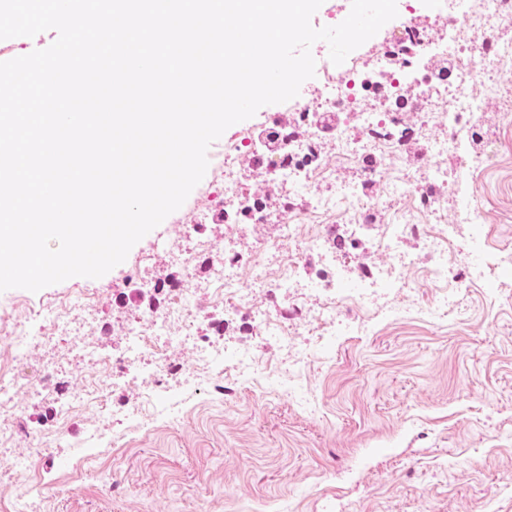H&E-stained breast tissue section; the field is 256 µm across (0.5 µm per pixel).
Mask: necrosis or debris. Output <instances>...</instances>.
<instances>
[{"label":"necrosis or debris","instance_id":"4bbe7bcc","mask_svg":"<svg viewBox=\"0 0 512 512\" xmlns=\"http://www.w3.org/2000/svg\"><path fill=\"white\" fill-rule=\"evenodd\" d=\"M434 3L436 13L448 19L446 37H431L409 20L391 31L384 49L372 61H365L363 54L355 50L343 64L336 65L328 59L321 62L317 70L322 87L318 105L304 108L292 101L284 104L285 109L298 112L306 136H298L276 115L268 120L269 133L251 131L225 143L220 207L226 225L236 226L244 220L249 226L259 227L269 221L267 200L246 195L240 189L243 163L259 165L288 199L291 223L280 225L276 243L259 244L249 261L256 275L267 278L269 287L278 293H286L303 276L299 256L292 248L302 227H310V242L317 248L335 244L341 224L352 225L351 242L361 244L380 207L379 199L366 194L364 188L380 182L388 195H412L420 202L419 215L394 216L376 239L378 248L390 256L389 263L379 272L381 281L401 283L405 270L416 267L415 258L400 248L410 236L419 238L422 250L430 256L424 277L443 287H467L494 278L498 271L512 270V250L503 248L483 266L461 276L454 274L448 264L453 244L461 230L477 224L479 216L476 209L466 207L457 212L454 223L436 229L425 226V215L437 214L443 203L429 186L447 184V171L435 169L427 185L411 172L400 173L389 181L383 175V162L399 159L418 142L432 155H457L471 174L482 172L486 156L469 149L471 142L488 137L479 121L482 103L485 98L499 96L506 82L512 81V42L502 40L497 27L500 17L512 15V0ZM365 100L373 101V108H362ZM436 109L443 110L448 118V129L441 136L426 137L423 128L405 120L407 113ZM328 139L336 144V164L332 167L322 162V146ZM340 168L359 172L360 182L339 186L333 199L318 194L317 185L335 182ZM271 259L279 269L273 278L267 275V262ZM240 264L233 250L215 254L211 282L222 312L229 317L255 319L273 335H287L288 326L277 313L253 308L241 293L237 280ZM163 288L170 310L148 315L128 328L129 352L146 359L143 376L158 388L173 380L175 369L157 356L156 341L166 338L171 319L193 322L198 318L181 282L168 281Z\"/></svg>","mask_w":512,"mask_h":512}]
</instances>
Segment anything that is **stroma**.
I'll return each mask as SVG.
<instances>
[{
    "label": "stroma",
    "instance_id": "obj_1",
    "mask_svg": "<svg viewBox=\"0 0 512 512\" xmlns=\"http://www.w3.org/2000/svg\"><path fill=\"white\" fill-rule=\"evenodd\" d=\"M281 107H261L229 127L208 150L203 180L184 204L130 250L126 260L98 279L74 277L33 293L0 292V316L43 320L59 298L90 290L91 312L73 311L70 330L51 348L31 345L28 371L56 364L55 375L74 395L87 382L108 387V408L57 413L53 401L18 396L0 429V472L27 464L30 476L0 491V512L36 503L39 512H512V297L495 282L448 291L411 270L408 290L374 293V320L356 326L363 311L346 313L345 330L314 334L323 303L316 275L318 252L307 239L304 286L274 297L250 268L240 286L257 309L276 310L287 337L250 320L225 323L217 344L226 353L253 352L252 378L218 395L214 383L224 363L203 368L188 331L203 333L218 308L211 270L198 260L185 275L177 246L185 225H202L203 238L223 244L224 226L204 203L217 187L224 142L260 127ZM484 121L501 129L498 144L474 143L489 162L477 194L458 169L459 191L446 192L442 218L476 205V231H462L459 270L512 248V84L487 101ZM389 261L364 247L339 255L340 293L356 294ZM141 285L127 287L130 275ZM183 279L200 320L169 325L176 341L165 349L180 379L167 390L138 378L116 383L104 365L79 356L76 340L122 353L129 321L164 310L147 285Z\"/></svg>",
    "mask_w": 512,
    "mask_h": 512
}]
</instances>
